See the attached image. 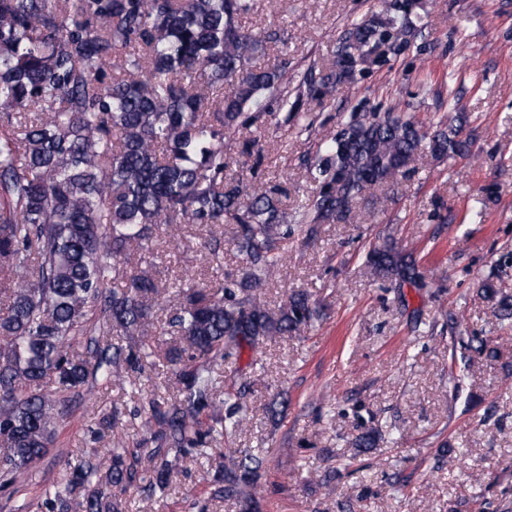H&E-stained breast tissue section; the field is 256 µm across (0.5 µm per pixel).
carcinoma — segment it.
I'll return each mask as SVG.
<instances>
[{
  "label": "carcinoma",
  "instance_id": "carcinoma-1",
  "mask_svg": "<svg viewBox=\"0 0 512 512\" xmlns=\"http://www.w3.org/2000/svg\"><path fill=\"white\" fill-rule=\"evenodd\" d=\"M253 0H0V487L16 485L55 443L64 393L112 384L113 368L154 366L150 315L159 288L124 262L149 250L161 226L234 224L245 261L239 279L181 288L168 319L178 336L165 353L174 400L147 398L148 437L110 448L106 474L78 465L45 489L46 512H122L112 492L143 487L167 495L180 459L229 440L247 419L245 393L216 391L213 369L243 347L305 332L320 311L293 293L276 309L257 291L283 265L288 242L316 224L355 219L366 191L409 171L415 157L463 156L457 126L428 133L411 117L353 114L320 143L319 191L290 216L278 186L246 194L227 177L231 140L270 111L291 114L366 68L406 50L416 31L415 0H383L379 13L350 24L336 60L319 76L288 63L257 67L284 32L254 33L242 20ZM370 273L400 284L421 279L416 260L386 242L367 253ZM501 329L512 331V291L479 285ZM119 331L138 342L102 344ZM90 337L89 357L70 354ZM484 336H454L462 349L495 357ZM56 391H43L47 383ZM262 460L251 455L212 469L213 494L254 512Z\"/></svg>",
  "mask_w": 512,
  "mask_h": 512
}]
</instances>
